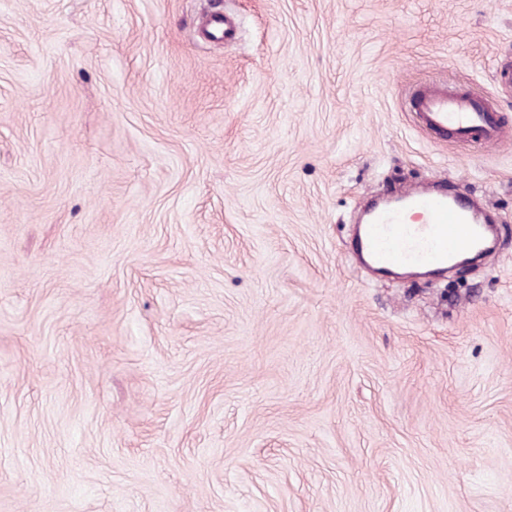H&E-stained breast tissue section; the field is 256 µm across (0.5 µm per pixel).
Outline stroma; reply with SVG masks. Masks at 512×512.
Wrapping results in <instances>:
<instances>
[{"instance_id":"1","label":"stroma","mask_w":512,"mask_h":512,"mask_svg":"<svg viewBox=\"0 0 512 512\" xmlns=\"http://www.w3.org/2000/svg\"><path fill=\"white\" fill-rule=\"evenodd\" d=\"M508 62L512 0H0V512H512ZM437 178L498 253L373 278ZM409 106L420 126L445 142L492 146L502 135L500 114L472 94L424 86L412 93Z\"/></svg>"}]
</instances>
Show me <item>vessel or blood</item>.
Masks as SVG:
<instances>
[{
    "instance_id": "b4317fda",
    "label": "vessel or blood",
    "mask_w": 512,
    "mask_h": 512,
    "mask_svg": "<svg viewBox=\"0 0 512 512\" xmlns=\"http://www.w3.org/2000/svg\"><path fill=\"white\" fill-rule=\"evenodd\" d=\"M409 106L420 126L444 141L492 146L502 135L499 113L472 94L424 86L412 93ZM410 211L418 213L419 223H406ZM478 214L463 183L432 193L410 190L370 209L358 227L354 252L360 265L377 275L403 269L445 271L485 249L487 226Z\"/></svg>"
}]
</instances>
